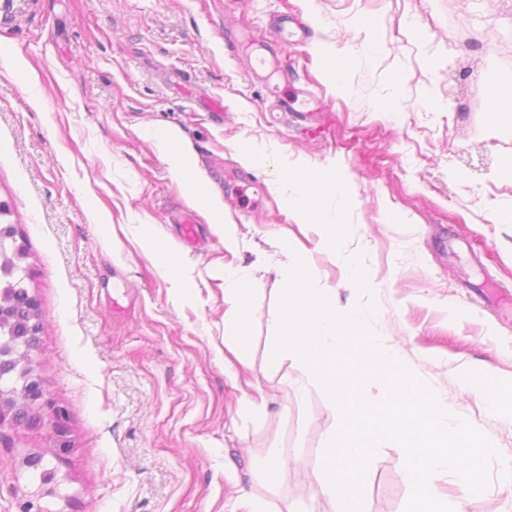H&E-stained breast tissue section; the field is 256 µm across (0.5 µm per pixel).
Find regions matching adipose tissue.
Wrapping results in <instances>:
<instances>
[{"mask_svg": "<svg viewBox=\"0 0 512 512\" xmlns=\"http://www.w3.org/2000/svg\"><path fill=\"white\" fill-rule=\"evenodd\" d=\"M282 180L288 185V210L297 218L321 222L325 228V235L321 239L322 247L344 255V237L346 233V220L343 211H336L332 216H322L317 205L321 195L332 194L338 199L348 196L347 184L343 179L336 178L322 182L320 188H313L311 175H299L293 172L283 175Z\"/></svg>", "mask_w": 512, "mask_h": 512, "instance_id": "1", "label": "adipose tissue"}]
</instances>
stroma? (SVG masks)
<instances>
[{"mask_svg": "<svg viewBox=\"0 0 512 512\" xmlns=\"http://www.w3.org/2000/svg\"><path fill=\"white\" fill-rule=\"evenodd\" d=\"M285 12L307 22V40L279 37ZM228 26L252 30L326 111L272 112L249 71L255 47L228 50ZM508 86L512 0H0V223L26 238L40 370L72 413L63 497L44 499L48 512H246L245 493L265 512H336L312 476L334 415L295 358L266 359L285 236L315 287L373 309L381 342L495 441L485 492L464 500L440 477L436 496L512 512V424L467 386L512 393V223L495 220L512 208L498 178L512 127L487 110ZM396 95L400 112L377 111ZM287 169L344 179L348 250L370 288L351 287L343 257L318 245L323 227L278 198ZM181 210L197 249L183 244ZM228 270L259 282L241 359ZM49 445L43 430H0V512H21L34 479L22 457ZM274 458L284 468L270 486L259 475ZM409 495L400 449H378L364 512H404Z\"/></svg>", "mask_w": 512, "mask_h": 512, "instance_id": "1", "label": "stroma"}]
</instances>
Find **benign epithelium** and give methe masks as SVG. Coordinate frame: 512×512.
<instances>
[{"mask_svg": "<svg viewBox=\"0 0 512 512\" xmlns=\"http://www.w3.org/2000/svg\"><path fill=\"white\" fill-rule=\"evenodd\" d=\"M39 335L10 336L0 341V353L11 356L14 368L9 376V386L0 391V428L13 423V410L22 405L34 416L32 428H41L51 435L52 447L58 449L53 458L62 461V454L73 447L70 435V411L54 402L46 389V382L33 359L38 350ZM55 470L48 469L41 475L35 489L25 493L35 512H40V501L45 497H59L60 482L54 481Z\"/></svg>", "mask_w": 512, "mask_h": 512, "instance_id": "1", "label": "benign epithelium"}]
</instances>
